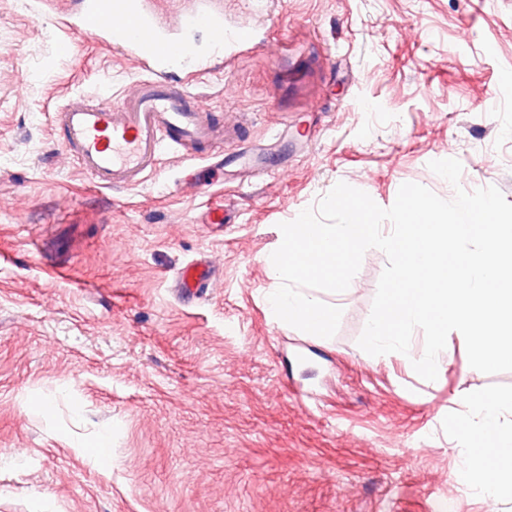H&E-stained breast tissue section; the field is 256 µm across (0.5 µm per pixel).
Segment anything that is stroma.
<instances>
[{"label":"stroma","instance_id":"obj_1","mask_svg":"<svg viewBox=\"0 0 512 512\" xmlns=\"http://www.w3.org/2000/svg\"><path fill=\"white\" fill-rule=\"evenodd\" d=\"M30 2L0 0V512H512L458 474L468 398L512 393V371L473 369L453 334L433 381L363 351L381 250L333 337L265 301L280 223L338 182L384 208L406 182L512 203V0H273L255 43L189 87L229 120L223 162L167 156L112 191L52 115L145 73L74 33L60 57ZM446 158L459 187L428 167ZM203 256L215 284L179 298Z\"/></svg>","mask_w":512,"mask_h":512}]
</instances>
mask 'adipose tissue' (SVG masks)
<instances>
[{
    "label": "adipose tissue",
    "mask_w": 512,
    "mask_h": 512,
    "mask_svg": "<svg viewBox=\"0 0 512 512\" xmlns=\"http://www.w3.org/2000/svg\"><path fill=\"white\" fill-rule=\"evenodd\" d=\"M468 405L465 428L479 446L463 460L459 475L478 500H512V428L503 423L504 416H512V394L488 393Z\"/></svg>",
    "instance_id": "obj_1"
}]
</instances>
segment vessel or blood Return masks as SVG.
I'll use <instances>...</instances> for the list:
<instances>
[{
	"label": "vessel or blood",
	"mask_w": 512,
	"mask_h": 512,
	"mask_svg": "<svg viewBox=\"0 0 512 512\" xmlns=\"http://www.w3.org/2000/svg\"><path fill=\"white\" fill-rule=\"evenodd\" d=\"M169 19L154 0H75L62 22L106 46L120 49L145 71L134 93L113 105L109 96L93 104L69 99L54 117L63 146L102 189L144 183L168 155L224 150V127L184 81L212 63L241 52L256 38L253 17L267 13L268 0H247L248 20H230L222 0H190ZM206 30L207 43L195 38Z\"/></svg>",
	"instance_id": "obj_1"
}]
</instances>
